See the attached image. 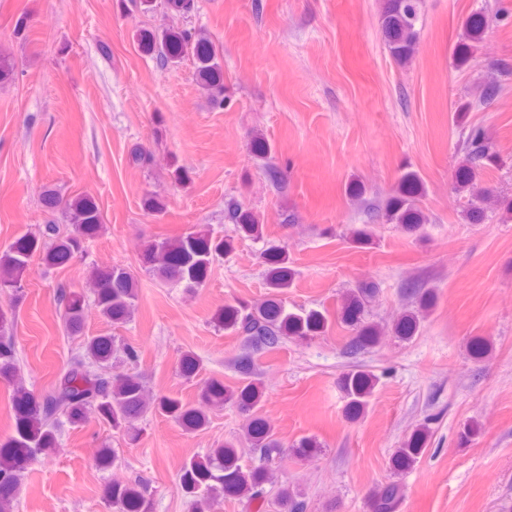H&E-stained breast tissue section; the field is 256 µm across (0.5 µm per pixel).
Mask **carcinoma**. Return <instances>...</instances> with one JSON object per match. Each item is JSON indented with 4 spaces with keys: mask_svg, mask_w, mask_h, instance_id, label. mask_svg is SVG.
Wrapping results in <instances>:
<instances>
[{
    "mask_svg": "<svg viewBox=\"0 0 512 512\" xmlns=\"http://www.w3.org/2000/svg\"><path fill=\"white\" fill-rule=\"evenodd\" d=\"M419 2L383 0L379 17L382 38L392 59L402 66L410 63L416 53ZM486 25L483 12L469 16L466 41L454 52L458 66L463 67L469 62L476 44L483 38ZM140 47L154 56L162 67L176 63L186 55L193 56L201 88L213 101L222 103L224 69L215 45L206 34H192L168 26L142 33ZM499 91L497 83L480 86L472 98L458 103L456 122L465 124L470 112L480 109ZM461 150L464 158L455 170L452 189L469 194L465 220L470 224H481L490 212L503 209L512 213V200L495 195L481 184V172L497 161L481 126L469 127ZM423 193L418 175L406 172L400 176L392 194L382 204L372 205L368 210L380 214L386 223L397 225L405 234L418 236L428 223L421 206ZM42 202L48 209L64 206L70 231L62 236L58 225L47 224L41 234H23L0 249V290L8 292L11 298L8 308L0 307V380L13 387V432L0 442V512H13L25 465L37 455L55 448L62 416L73 424L93 416L112 429L124 432L133 441L141 431L137 422L149 412L161 414L187 432H196L207 426V410L229 402L248 414L244 438L259 452L260 464L243 469L237 445L226 441L206 454L192 456L182 463L178 491L189 500L192 512H212L215 504L224 498L244 499L248 504H255L256 512H267L264 485L274 480V469L269 462L273 456H281L283 444L261 412L264 387L252 379L254 363L250 355L241 356L236 363L244 378L241 385L230 388L224 381L211 378L198 387L196 400L188 401L178 396L152 395L139 374L117 371L119 363L138 361V351L132 345L114 335L90 336L84 339V353L71 358L51 394L40 401L25 387L20 378L19 358L11 330L15 308L24 295L31 261L39 255L48 269L65 267L83 251L86 242L98 236L103 226L102 211L89 194L65 200L57 189L48 187L43 192ZM225 218L233 224L234 232L240 238L256 240L264 236V225L259 217L240 204L228 207ZM44 237H53L56 242L47 247L42 241ZM233 249L234 238H219L210 230L197 227L175 239L147 241L141 261L166 282L199 288L208 280L214 262ZM261 259L267 268V288L271 297L260 303L237 301L218 308L211 318L214 326L231 330L241 335L251 347L267 351L278 349L286 337L306 338L324 333L331 324L328 313L317 310L290 312L279 300L295 277L288 251L283 247H271L264 251ZM375 292L372 286L364 285L344 297L340 320L352 327L353 336L349 340L352 352L378 344L380 327L363 321L366 305ZM404 293L411 299L412 308L393 321L391 331L402 340H410L418 334L421 321L434 306L436 293L429 288H406ZM89 294L99 314L112 326L119 327L130 321L137 299L133 276L120 265L96 263L89 273L88 291L63 289L57 297L69 335H84ZM199 366L194 353H182L179 369L185 380L193 381ZM376 381V375L361 369L342 374L339 384L346 399L347 419L356 421L365 413ZM430 438L428 425L416 428L392 455V469L402 471L413 467ZM401 498L399 485L386 484L373 490L367 507L369 512H396ZM104 499L112 512H152L147 485L141 481L112 482L104 489ZM277 505L282 512H306L307 508L300 494L288 487L279 490Z\"/></svg>",
    "mask_w": 512,
    "mask_h": 512,
    "instance_id": "1",
    "label": "carcinoma"
}]
</instances>
